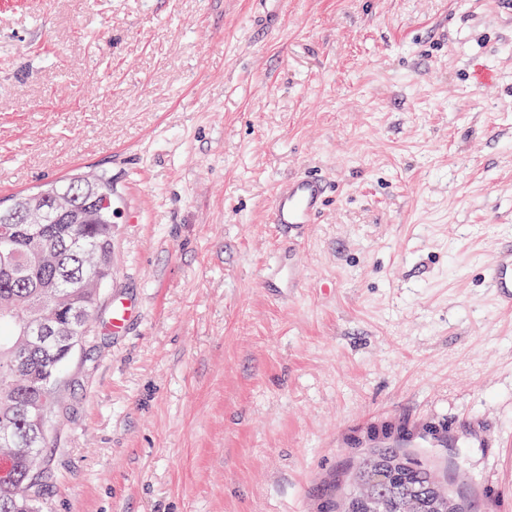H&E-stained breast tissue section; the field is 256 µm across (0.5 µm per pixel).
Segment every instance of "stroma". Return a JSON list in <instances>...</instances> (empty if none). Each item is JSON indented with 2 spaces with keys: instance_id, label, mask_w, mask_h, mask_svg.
I'll return each instance as SVG.
<instances>
[{
  "instance_id": "35a3bbf8",
  "label": "stroma",
  "mask_w": 512,
  "mask_h": 512,
  "mask_svg": "<svg viewBox=\"0 0 512 512\" xmlns=\"http://www.w3.org/2000/svg\"><path fill=\"white\" fill-rule=\"evenodd\" d=\"M76 172L124 205L42 512H330L382 448L512 512L498 0H0V201ZM308 172L332 199L288 242ZM329 202L326 182L318 175L291 179L281 184L270 206L271 224L295 238L304 235ZM496 260L484 270V276L496 288L499 307L512 310V241L497 249ZM137 313L136 306L121 299L112 302V333L119 336Z\"/></svg>"
}]
</instances>
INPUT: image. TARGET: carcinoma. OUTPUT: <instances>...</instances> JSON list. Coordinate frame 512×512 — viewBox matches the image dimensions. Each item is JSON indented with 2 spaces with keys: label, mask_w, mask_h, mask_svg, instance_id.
Listing matches in <instances>:
<instances>
[{
  "label": "carcinoma",
  "mask_w": 512,
  "mask_h": 512,
  "mask_svg": "<svg viewBox=\"0 0 512 512\" xmlns=\"http://www.w3.org/2000/svg\"><path fill=\"white\" fill-rule=\"evenodd\" d=\"M57 198L75 196L82 210L62 221L45 212L42 224H14L11 212L24 209L27 194L0 206V451L16 458L17 482L0 485V512H39L42 488L52 471L42 465L30 477L29 459L40 458L47 437L35 434L32 403L53 409L56 385L71 350L93 336L92 312L100 289L86 283L96 271L112 272V189L95 175L44 184ZM34 318L51 321L57 335L31 345L23 331ZM340 512H466L458 484L443 483L437 472L394 449L364 456L339 502Z\"/></svg>",
  "instance_id": "obj_1"
}]
</instances>
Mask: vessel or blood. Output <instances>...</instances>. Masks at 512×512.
Returning a JSON list of instances; mask_svg holds the SVG:
<instances>
[{
    "mask_svg": "<svg viewBox=\"0 0 512 512\" xmlns=\"http://www.w3.org/2000/svg\"><path fill=\"white\" fill-rule=\"evenodd\" d=\"M329 202L326 182L318 175L291 179L276 190L270 206V218L279 229L293 237H301L324 211ZM485 277L497 292L503 311L512 310V242L497 250L495 261L484 270ZM136 306L123 300L112 304V332L121 334L135 316Z\"/></svg>",
    "mask_w": 512,
    "mask_h": 512,
    "instance_id": "b4317fda",
    "label": "vessel or blood"
}]
</instances>
